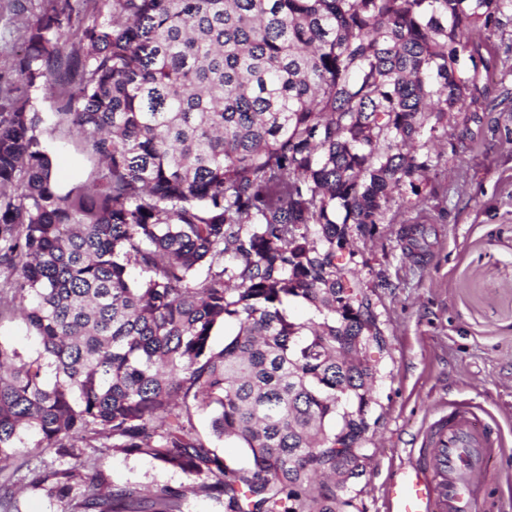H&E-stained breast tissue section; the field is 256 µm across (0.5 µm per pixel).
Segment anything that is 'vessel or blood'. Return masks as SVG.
Returning a JSON list of instances; mask_svg holds the SVG:
<instances>
[{"label":"vessel or blood","instance_id":"vessel-or-blood-1","mask_svg":"<svg viewBox=\"0 0 512 512\" xmlns=\"http://www.w3.org/2000/svg\"><path fill=\"white\" fill-rule=\"evenodd\" d=\"M502 447L496 430L475 424L471 403L450 404L386 486L390 512H487L489 462Z\"/></svg>","mask_w":512,"mask_h":512}]
</instances>
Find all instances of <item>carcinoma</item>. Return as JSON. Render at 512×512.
Returning a JSON list of instances; mask_svg holds the SVG:
<instances>
[{"instance_id":"cac0c4a2","label":"carcinoma","mask_w":512,"mask_h":512,"mask_svg":"<svg viewBox=\"0 0 512 512\" xmlns=\"http://www.w3.org/2000/svg\"><path fill=\"white\" fill-rule=\"evenodd\" d=\"M48 2L0 87V292L42 347L0 344V461L27 433L78 460L31 486L80 512H184L198 486L224 512H352L374 382L357 344L386 345L352 229L424 175L420 117L462 111L479 72L460 55L512 0ZM56 84L57 124L100 164L81 193L42 142L32 93ZM291 300L319 319L290 320ZM204 411L246 465L198 433ZM85 448L190 483L105 492Z\"/></svg>"}]
</instances>
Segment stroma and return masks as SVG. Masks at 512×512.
I'll return each mask as SVG.
<instances>
[{
	"mask_svg": "<svg viewBox=\"0 0 512 512\" xmlns=\"http://www.w3.org/2000/svg\"><path fill=\"white\" fill-rule=\"evenodd\" d=\"M43 5L27 0L19 17L14 0H0V73H8L20 50L23 17ZM489 36L479 55L460 58L464 68L482 72L463 111L442 121L425 118L437 129L426 148L425 178L400 184L383 223L351 239L352 267L386 339L384 349H363L375 370L374 423L363 440L366 472L348 485L359 512H388L384 488L406 448L453 399L470 401L481 421L501 427L506 445L491 463L490 491L498 512H512V21ZM42 138L63 190L92 186L99 165L81 152L71 128L46 122ZM19 306L13 300L0 307V341L34 357L41 346ZM21 455L30 464L16 472L13 496L0 512H74V502L29 486L33 467L63 468L71 458L38 453L30 439ZM85 455L112 488L188 483L146 455L93 448Z\"/></svg>",
	"mask_w": 512,
	"mask_h": 512,
	"instance_id": "obj_1",
	"label": "stroma"
}]
</instances>
